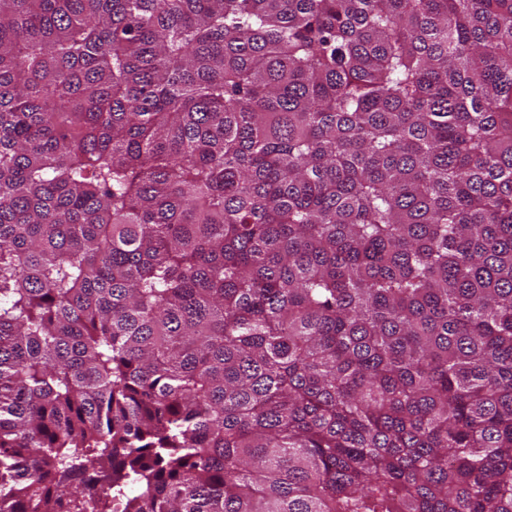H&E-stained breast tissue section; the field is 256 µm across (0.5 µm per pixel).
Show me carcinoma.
<instances>
[{
	"label": "carcinoma",
	"instance_id": "cac0c4a2",
	"mask_svg": "<svg viewBox=\"0 0 512 512\" xmlns=\"http://www.w3.org/2000/svg\"><path fill=\"white\" fill-rule=\"evenodd\" d=\"M0 512H512V0H0Z\"/></svg>",
	"mask_w": 512,
	"mask_h": 512
}]
</instances>
